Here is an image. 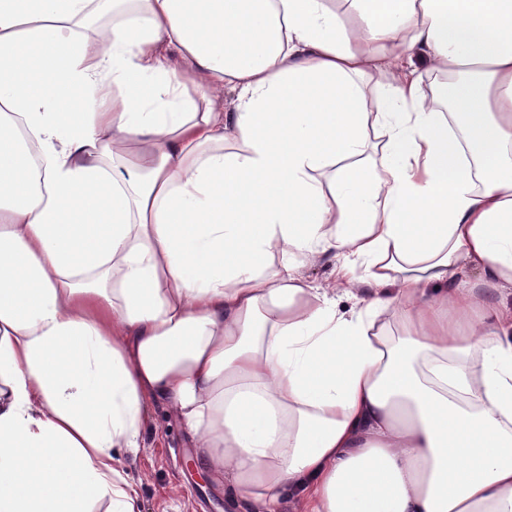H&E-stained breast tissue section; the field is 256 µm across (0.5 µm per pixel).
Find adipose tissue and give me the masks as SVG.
<instances>
[{"label": "adipose tissue", "mask_w": 512, "mask_h": 512, "mask_svg": "<svg viewBox=\"0 0 512 512\" xmlns=\"http://www.w3.org/2000/svg\"><path fill=\"white\" fill-rule=\"evenodd\" d=\"M106 2L0 0V512H141L159 403L235 512H512V0H138L89 66ZM335 267L332 262L321 260L303 268L304 276L321 288H330L336 281Z\"/></svg>", "instance_id": "1"}]
</instances>
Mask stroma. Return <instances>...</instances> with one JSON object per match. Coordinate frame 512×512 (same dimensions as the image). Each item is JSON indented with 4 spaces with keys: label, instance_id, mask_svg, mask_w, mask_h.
Masks as SVG:
<instances>
[{
    "label": "stroma",
    "instance_id": "35a3bbf8",
    "mask_svg": "<svg viewBox=\"0 0 512 512\" xmlns=\"http://www.w3.org/2000/svg\"><path fill=\"white\" fill-rule=\"evenodd\" d=\"M143 448L123 467L139 490L142 512H227L224 485L201 479L179 422L155 409L142 430Z\"/></svg>",
    "mask_w": 512,
    "mask_h": 512
}]
</instances>
